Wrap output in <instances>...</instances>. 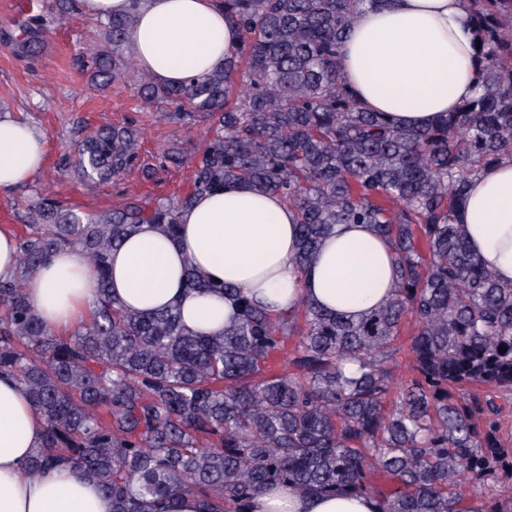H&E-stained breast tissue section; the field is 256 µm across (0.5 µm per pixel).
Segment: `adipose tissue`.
Listing matches in <instances>:
<instances>
[{"mask_svg":"<svg viewBox=\"0 0 512 512\" xmlns=\"http://www.w3.org/2000/svg\"><path fill=\"white\" fill-rule=\"evenodd\" d=\"M75 12L105 19L134 13L128 43L141 71L161 85L206 82L242 44L221 0H76ZM475 28L465 0H375L344 42L342 79L368 111L397 124L435 126L477 91ZM48 139L37 125L0 116V194L28 184L42 168ZM470 252L500 281L512 282V154L470 181L456 214ZM298 216L281 196L237 183L197 195L180 213L177 237L140 224L110 261L111 294L128 310L178 307L184 325L210 335L236 308L217 292L183 285L186 265L275 311L301 301L357 319L392 293L389 244L369 224H340L317 257L298 268ZM97 274L77 252H55L28 279V302L52 332L67 335L93 309ZM45 428L22 386L0 377V512H112L95 482L62 467H27ZM252 512H378L376 499L339 489L304 493L290 485L259 493Z\"/></svg>","mask_w":512,"mask_h":512,"instance_id":"obj_1","label":"adipose tissue"}]
</instances>
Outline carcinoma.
Here are the masks:
<instances>
[{"label":"carcinoma","mask_w":512,"mask_h":512,"mask_svg":"<svg viewBox=\"0 0 512 512\" xmlns=\"http://www.w3.org/2000/svg\"><path fill=\"white\" fill-rule=\"evenodd\" d=\"M223 2L242 36L223 69L189 88L143 73L137 87L173 119H214L190 191L86 217L45 195L27 206L18 271L0 279V373L46 421L30 471L77 468L112 496V512H177L189 495L204 512H252L258 493L285 484L370 495L380 512H506L489 489L512 483L502 438L512 283L470 253L455 213L476 172L512 151V0H468L480 92L430 129L363 110L340 76V45L375 0ZM133 26L131 15L109 18L82 47L92 82L129 79ZM45 27L44 15L27 21L21 54L37 53ZM138 138L131 123L99 128L73 171L95 187L141 166ZM237 182L295 207L302 267L336 225H374L392 247L391 298L352 321L308 302L274 313L222 285L239 313L212 335L174 307L124 309L107 280L112 249L137 224L175 235L196 194ZM62 248L98 276L91 319L69 336L48 330L25 293ZM185 285L214 288L191 266ZM408 316L416 330L404 345ZM404 347L411 375L389 405Z\"/></svg>","instance_id":"obj_1"}]
</instances>
